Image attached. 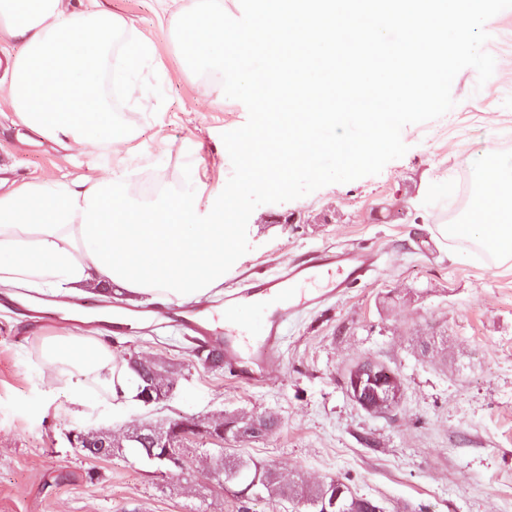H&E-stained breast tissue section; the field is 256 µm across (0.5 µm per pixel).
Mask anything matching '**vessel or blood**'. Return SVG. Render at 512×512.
<instances>
[{
    "mask_svg": "<svg viewBox=\"0 0 512 512\" xmlns=\"http://www.w3.org/2000/svg\"><path fill=\"white\" fill-rule=\"evenodd\" d=\"M325 267L337 271L330 288L331 294L336 296L361 281L369 271L367 262L358 250L320 252L278 275L251 279L247 288L225 296L223 334L211 333L193 305L182 308L181 322L197 340L219 353L225 372L247 383L260 382L267 367L280 356L285 325L293 310L323 303L324 298L320 295L309 299L298 296L296 287L316 278ZM244 307L261 310L263 325L256 335L245 334L238 320V313Z\"/></svg>",
    "mask_w": 512,
    "mask_h": 512,
    "instance_id": "1",
    "label": "vessel or blood"
}]
</instances>
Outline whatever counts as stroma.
<instances>
[{"instance_id":"35a3bbf8","label":"stroma","mask_w":512,"mask_h":512,"mask_svg":"<svg viewBox=\"0 0 512 512\" xmlns=\"http://www.w3.org/2000/svg\"><path fill=\"white\" fill-rule=\"evenodd\" d=\"M99 6L151 42L154 67L139 76L140 99L114 104L116 120L135 133L123 152L88 154L27 128L0 106V189L48 178H97L140 161L156 195L224 188L232 164L222 140L243 126L245 105L222 87L200 93L158 0H71ZM493 76L474 69L453 80L454 107L405 126L406 154L376 175L324 186L302 198L257 207L251 249L215 289L207 307L224 327V290L279 272L314 252L350 247L371 270L339 297L289 318L282 353L264 381L250 385L198 358L173 305L155 318L134 317L121 296L90 292L75 305L83 320L65 321V296L42 288H0V512H294L284 500L244 501L208 484L203 467L158 477L121 453L91 458L71 444L76 428L122 433L139 423L180 416L272 414L279 427L258 438L225 440L228 452L279 464L313 484L340 479L384 512H512V261L494 265L468 245L441 247L437 224H455L479 193L476 167L512 168V9L485 26ZM447 177L436 190L437 177ZM126 312L122 333H108L121 359L170 365L174 395L127 408L117 417L73 406L50 392L38 351L62 327L83 335ZM373 359L403 385L398 407L371 413L348 395L345 375Z\"/></svg>"}]
</instances>
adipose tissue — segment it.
<instances>
[{"instance_id":"ef3b65f1","label":"adipose tissue","mask_w":512,"mask_h":512,"mask_svg":"<svg viewBox=\"0 0 512 512\" xmlns=\"http://www.w3.org/2000/svg\"><path fill=\"white\" fill-rule=\"evenodd\" d=\"M17 44L7 60V103L31 130L81 145L88 154L120 152L130 129L115 120L106 86L129 98L142 88L139 73L153 59L148 39L111 11L78 10L70 0H0V39ZM139 173L129 162L121 175L41 180L0 193V285L51 286L70 294L120 288L129 298L159 297L171 304L202 302L223 287L238 254L236 194L218 205L203 194L172 193L155 203L132 202ZM483 197L462 224H439L440 242L466 241L492 262L512 260V209L503 193L512 170L491 163L479 172ZM39 360L52 384L72 404L136 403L138 383L125 361L102 339L63 328L43 339Z\"/></svg>"}]
</instances>
